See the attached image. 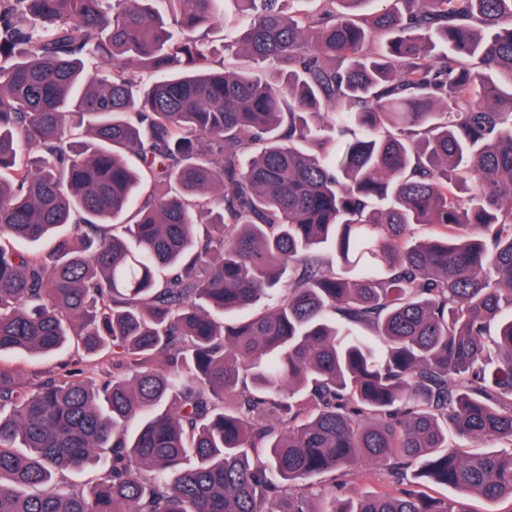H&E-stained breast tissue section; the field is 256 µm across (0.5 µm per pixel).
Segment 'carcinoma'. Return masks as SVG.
<instances>
[{
    "label": "carcinoma",
    "mask_w": 512,
    "mask_h": 512,
    "mask_svg": "<svg viewBox=\"0 0 512 512\" xmlns=\"http://www.w3.org/2000/svg\"><path fill=\"white\" fill-rule=\"evenodd\" d=\"M234 2L0 0V512L512 505V0ZM244 24L245 19L243 16L238 13L231 2H227L225 22L223 19L222 25L218 28L208 32H199L196 35L212 43L218 50H221L224 42L232 39ZM60 358L57 356H26L19 359L17 355L12 353H4L1 357V364L21 370L23 377L35 372L51 371L58 364ZM393 484L389 477V468L383 463L366 462L360 466L353 476L352 482L344 491L350 495L366 494L375 491L390 492Z\"/></svg>",
    "instance_id": "cac0c4a2"
}]
</instances>
